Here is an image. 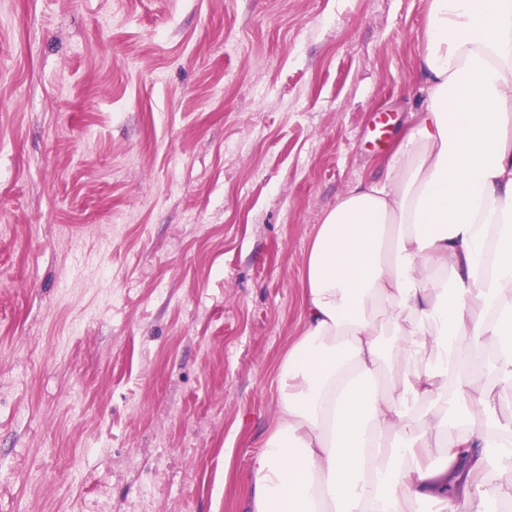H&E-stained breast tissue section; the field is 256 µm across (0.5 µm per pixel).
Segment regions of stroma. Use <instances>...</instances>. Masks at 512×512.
<instances>
[{
  "label": "stroma",
  "instance_id": "35a3bbf8",
  "mask_svg": "<svg viewBox=\"0 0 512 512\" xmlns=\"http://www.w3.org/2000/svg\"><path fill=\"white\" fill-rule=\"evenodd\" d=\"M428 4L0 0V512H243Z\"/></svg>",
  "mask_w": 512,
  "mask_h": 512
}]
</instances>
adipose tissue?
<instances>
[{
	"mask_svg": "<svg viewBox=\"0 0 512 512\" xmlns=\"http://www.w3.org/2000/svg\"><path fill=\"white\" fill-rule=\"evenodd\" d=\"M416 74L308 249L248 512H512V0H430Z\"/></svg>",
	"mask_w": 512,
	"mask_h": 512,
	"instance_id": "obj_1",
	"label": "adipose tissue"
}]
</instances>
